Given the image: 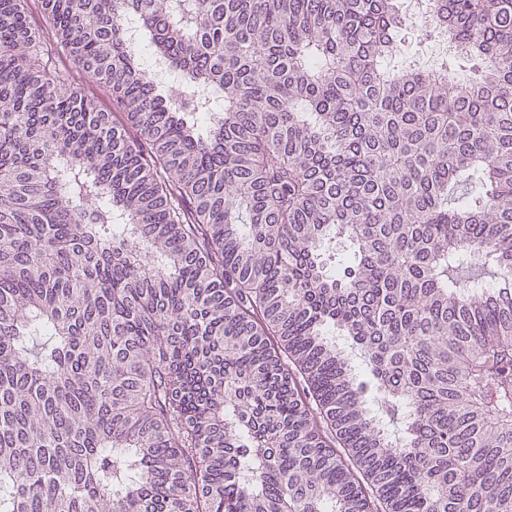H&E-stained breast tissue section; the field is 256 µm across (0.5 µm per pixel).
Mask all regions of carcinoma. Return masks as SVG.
Masks as SVG:
<instances>
[{"label": "carcinoma", "instance_id": "obj_1", "mask_svg": "<svg viewBox=\"0 0 512 512\" xmlns=\"http://www.w3.org/2000/svg\"><path fill=\"white\" fill-rule=\"evenodd\" d=\"M403 4L0 0V512H512V0ZM446 46L437 40H425L417 33L405 34L402 40V55L421 64L445 58ZM76 81L85 99L91 101L102 112H112V97L104 84L87 78H77Z\"/></svg>", "mask_w": 512, "mask_h": 512}]
</instances>
